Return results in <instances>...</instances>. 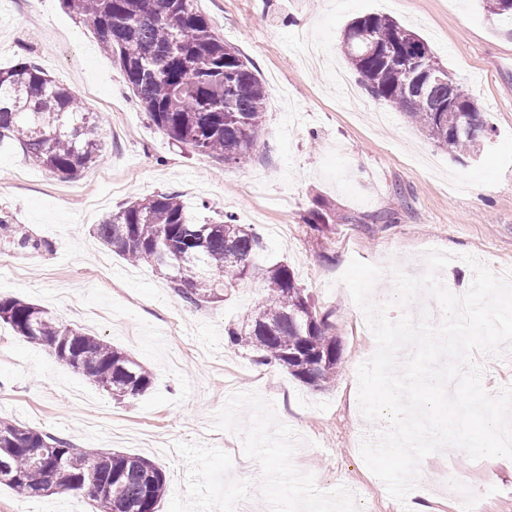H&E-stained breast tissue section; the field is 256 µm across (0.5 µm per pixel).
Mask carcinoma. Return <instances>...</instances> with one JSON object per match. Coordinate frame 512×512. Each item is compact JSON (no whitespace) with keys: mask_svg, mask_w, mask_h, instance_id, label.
<instances>
[{"mask_svg":"<svg viewBox=\"0 0 512 512\" xmlns=\"http://www.w3.org/2000/svg\"><path fill=\"white\" fill-rule=\"evenodd\" d=\"M119 65L151 123L171 143L241 166L259 148L267 90L240 50L226 42L198 0H64ZM487 11L512 23V0H483ZM431 51L419 34L380 14L352 20L342 51L368 94L402 112L436 146L456 159L477 156L468 127H487L474 100L470 112L448 106L456 84L440 69L424 96L413 92L397 57ZM442 103V112H431ZM21 145L36 166L74 177L100 163L105 143L96 113L38 65L21 60L0 69V147ZM95 236L121 258L166 270L176 296L190 306L223 300L246 281L263 297L246 320L224 327L227 346L275 363L300 382L323 389L336 381L338 339L327 332L295 274L284 261L261 260V237L231 215L194 224L180 196L160 192L106 215ZM0 212V251H47ZM0 322L118 401H133L152 385V373L112 343L59 320L49 309L0 297ZM21 493L62 495L86 491L99 512H157L167 489L154 461L120 451L79 448L70 441L0 418V486Z\"/></svg>","mask_w":512,"mask_h":512,"instance_id":"1","label":"carcinoma"}]
</instances>
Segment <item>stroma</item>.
Returning <instances> with one entry per match:
<instances>
[{
	"label": "stroma",
	"mask_w": 512,
	"mask_h": 512,
	"mask_svg": "<svg viewBox=\"0 0 512 512\" xmlns=\"http://www.w3.org/2000/svg\"><path fill=\"white\" fill-rule=\"evenodd\" d=\"M216 32L254 64L267 88L266 127L246 165L172 145L150 122L96 37L62 0H0V67L29 58L96 113L106 158L74 178L35 167L17 147L0 149V209L52 243L10 256L0 296L49 308L82 331L127 351L154 380L117 402L55 357L0 324V417L99 451L153 460L168 488L159 512H337L338 475L370 512H400L362 459L368 432L357 370L376 340L341 276L352 259L383 273L425 267V254L454 256L438 277L468 288L471 254L512 268V25L481 0H199ZM381 13L419 33L475 99L493 131L467 163L450 158L397 110L386 121L348 112L337 85L347 70L340 42L355 17ZM175 191L200 224L231 214L262 237L264 256L287 262L330 335L342 369L316 390L279 366L258 365L224 344V327L249 313L256 284L224 301L184 305L163 275L101 245L95 224L124 204ZM336 219L314 226L317 203ZM483 385H512V352H475ZM421 469L432 512H457L443 473L464 479L474 512H512V465L447 449ZM0 512H96L86 496L26 497L0 487Z\"/></svg>",
	"instance_id": "stroma-1"
}]
</instances>
